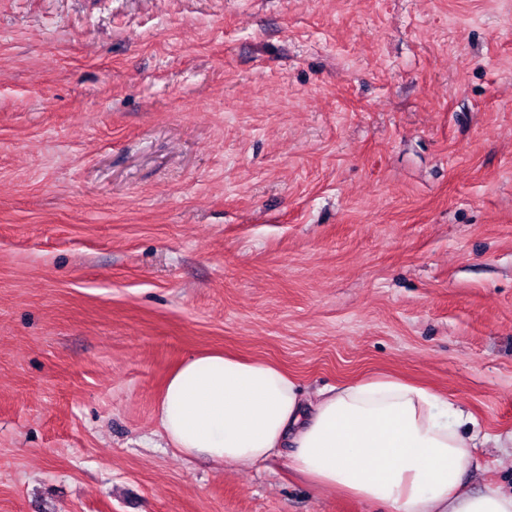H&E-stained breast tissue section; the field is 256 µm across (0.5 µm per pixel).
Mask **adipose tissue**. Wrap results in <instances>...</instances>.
Here are the masks:
<instances>
[{
    "instance_id": "ef3b65f1",
    "label": "adipose tissue",
    "mask_w": 512,
    "mask_h": 512,
    "mask_svg": "<svg viewBox=\"0 0 512 512\" xmlns=\"http://www.w3.org/2000/svg\"><path fill=\"white\" fill-rule=\"evenodd\" d=\"M155 419L183 456L254 468L284 455L316 489L384 512H512V491L464 484L477 443L462 428L474 417L390 375L311 395L274 363L197 354L168 379Z\"/></svg>"
}]
</instances>
